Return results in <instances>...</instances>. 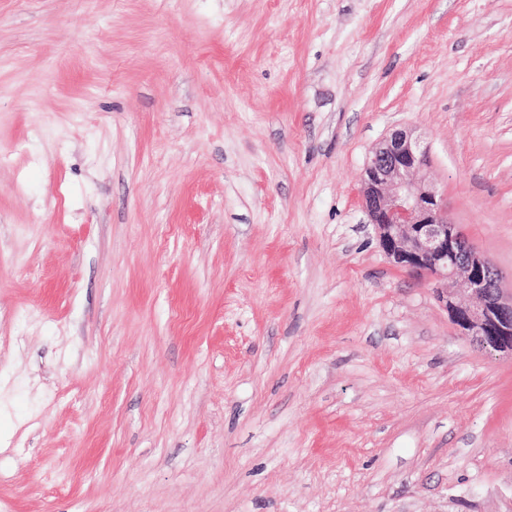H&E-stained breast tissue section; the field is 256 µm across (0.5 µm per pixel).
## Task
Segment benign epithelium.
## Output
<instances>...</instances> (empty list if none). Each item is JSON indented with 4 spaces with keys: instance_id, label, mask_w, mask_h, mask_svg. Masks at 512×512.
I'll list each match as a JSON object with an SVG mask.
<instances>
[{
    "instance_id": "7a95c632",
    "label": "benign epithelium",
    "mask_w": 512,
    "mask_h": 512,
    "mask_svg": "<svg viewBox=\"0 0 512 512\" xmlns=\"http://www.w3.org/2000/svg\"><path fill=\"white\" fill-rule=\"evenodd\" d=\"M427 149L404 130L387 137L363 172L364 205L379 245L394 263L435 281L440 303L463 336L489 354L512 355V295L490 262L448 216L442 195L426 182Z\"/></svg>"
}]
</instances>
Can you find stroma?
<instances>
[{
    "label": "stroma",
    "mask_w": 512,
    "mask_h": 512,
    "mask_svg": "<svg viewBox=\"0 0 512 512\" xmlns=\"http://www.w3.org/2000/svg\"><path fill=\"white\" fill-rule=\"evenodd\" d=\"M396 130L512 292V0H0V512H512Z\"/></svg>",
    "instance_id": "1"
}]
</instances>
